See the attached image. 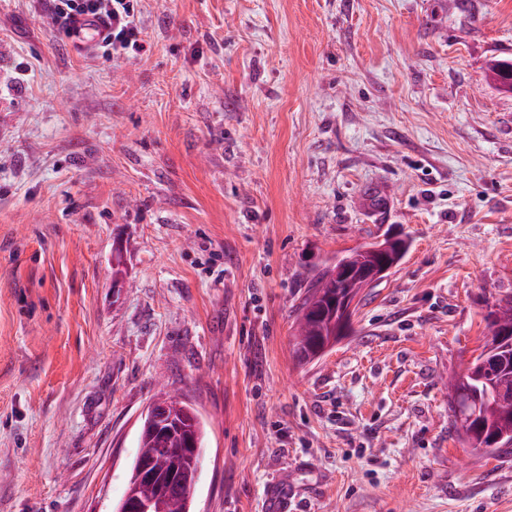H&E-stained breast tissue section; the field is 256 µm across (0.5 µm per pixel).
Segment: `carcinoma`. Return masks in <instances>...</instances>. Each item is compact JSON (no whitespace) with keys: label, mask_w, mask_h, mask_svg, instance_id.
<instances>
[{"label":"carcinoma","mask_w":512,"mask_h":512,"mask_svg":"<svg viewBox=\"0 0 512 512\" xmlns=\"http://www.w3.org/2000/svg\"><path fill=\"white\" fill-rule=\"evenodd\" d=\"M335 271L333 265L312 275L297 307L292 352L301 364L313 362L317 347L329 339L340 317L339 298L356 290L352 282ZM489 316L512 328V296L498 299ZM500 391H512V334L499 341L488 340L464 372L453 378L448 412L457 429L461 414L468 412L473 416L461 432L468 447L487 454L512 447V401H500ZM204 439V423L193 407L183 401L166 405L158 427L139 431L129 481L118 505L140 497L160 504L161 512H191L192 490L205 451ZM142 460L154 463L156 478L151 487L137 481Z\"/></svg>","instance_id":"carcinoma-1"}]
</instances>
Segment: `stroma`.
I'll use <instances>...</instances> for the list:
<instances>
[{
    "mask_svg": "<svg viewBox=\"0 0 512 512\" xmlns=\"http://www.w3.org/2000/svg\"><path fill=\"white\" fill-rule=\"evenodd\" d=\"M78 52L0 0V512H112L160 387L206 426L192 512H512L448 381L512 294V0H141ZM402 261L319 361L309 278ZM396 239H391L389 240V242L387 244H383V245H377V246H373L374 243H371V244H367L365 246H362L361 248H358V249H355V250H352L350 251L349 253H347L346 255H344L342 258H340L337 263H340V262H343L345 263L347 266H355L356 264H358L360 262L361 259H364L366 258V255H365V252L366 250L369 248V250L380 256V255H383L385 256V254L387 252L390 251V249L394 246V248L397 250L399 248V244L395 242Z\"/></svg>",
    "mask_w": 512,
    "mask_h": 512,
    "instance_id": "1",
    "label": "stroma"
}]
</instances>
